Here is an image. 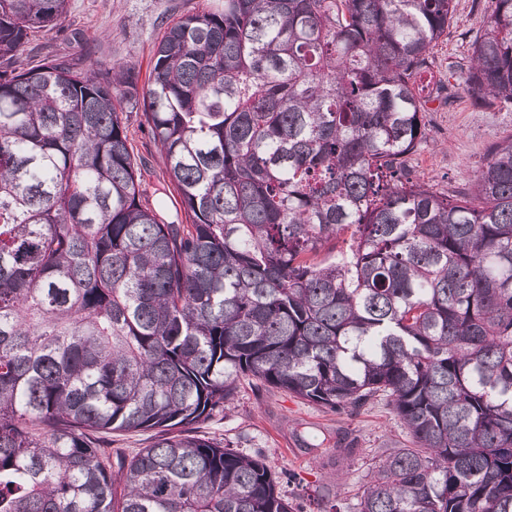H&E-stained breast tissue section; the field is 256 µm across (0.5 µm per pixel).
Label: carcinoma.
Masks as SVG:
<instances>
[{
    "label": "carcinoma",
    "mask_w": 512,
    "mask_h": 512,
    "mask_svg": "<svg viewBox=\"0 0 512 512\" xmlns=\"http://www.w3.org/2000/svg\"><path fill=\"white\" fill-rule=\"evenodd\" d=\"M490 2L466 92L512 110ZM67 10L0 0V512H301L192 431L243 379L391 407L412 447L355 512H512V135L451 195L408 166L454 0H224L166 28L142 92L125 64L23 57ZM126 432L153 443L112 450ZM129 138L132 139L135 153L137 152L147 161V170L143 172V179L149 188L167 179L164 159L147 130H140L137 123H134L130 127Z\"/></svg>",
    "instance_id": "obj_1"
}]
</instances>
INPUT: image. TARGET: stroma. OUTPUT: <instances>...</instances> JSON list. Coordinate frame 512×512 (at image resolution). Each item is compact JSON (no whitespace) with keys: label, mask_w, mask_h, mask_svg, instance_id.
Returning <instances> with one entry per match:
<instances>
[{"label":"stroma","mask_w":512,"mask_h":512,"mask_svg":"<svg viewBox=\"0 0 512 512\" xmlns=\"http://www.w3.org/2000/svg\"><path fill=\"white\" fill-rule=\"evenodd\" d=\"M219 0H70L66 17L36 42L44 50L69 52L72 32H84L92 63L135 67L139 88H146L155 43L179 17L209 10ZM454 22L447 39L431 53L424 81L444 80L454 99L429 105L427 138L408 165L441 192L471 185L489 145L512 134V110H474L464 91L470 65V40L486 18L487 0H454ZM199 436L261 456L273 472L295 474L283 490L295 505L311 496L339 492L353 505L365 476L385 450L409 440L389 406L375 404L355 415L302 402L286 392L255 391L241 384L231 410L195 424Z\"/></svg>","instance_id":"1"}]
</instances>
